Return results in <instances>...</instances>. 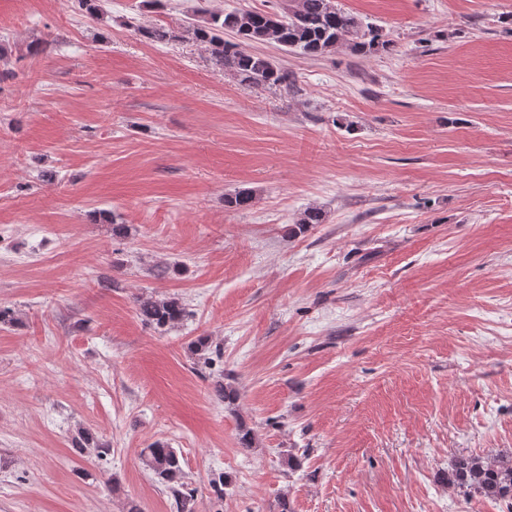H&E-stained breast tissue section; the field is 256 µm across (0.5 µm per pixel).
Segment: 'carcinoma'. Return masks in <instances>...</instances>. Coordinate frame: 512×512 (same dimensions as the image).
I'll return each mask as SVG.
<instances>
[{
  "mask_svg": "<svg viewBox=\"0 0 512 512\" xmlns=\"http://www.w3.org/2000/svg\"><path fill=\"white\" fill-rule=\"evenodd\" d=\"M192 35L209 47L216 65L234 75L243 85L287 87L292 84L287 70L268 56L248 53L240 43L272 41L309 56L326 55L340 46L354 54L387 51L392 46L388 33L378 25L336 7L335 0H288L282 14L253 10L214 11L195 23ZM234 33L239 42L224 40V32ZM137 313L146 324L164 328L181 322L187 314L183 302L172 296L137 298ZM79 454L108 455L92 434L81 430L72 438ZM143 461L156 482L173 496L176 512H185L190 497L177 450L157 442L142 451ZM448 486L512 506V459L490 460L479 455L460 456L448 470Z\"/></svg>",
  "mask_w": 512,
  "mask_h": 512,
  "instance_id": "carcinoma-1",
  "label": "carcinoma"
}]
</instances>
